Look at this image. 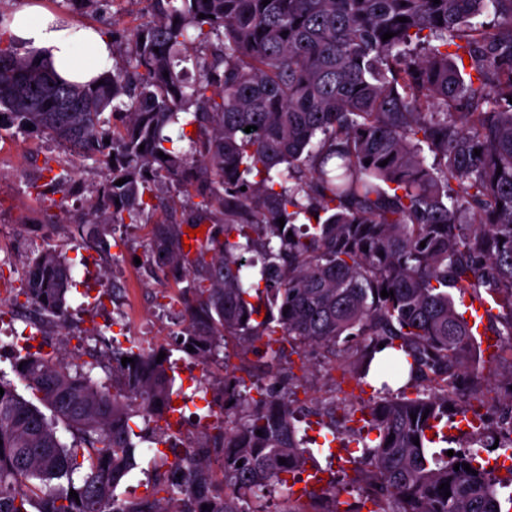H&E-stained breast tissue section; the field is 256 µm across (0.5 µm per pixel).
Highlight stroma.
I'll return each mask as SVG.
<instances>
[{"instance_id":"35a3bbf8","label":"stroma","mask_w":512,"mask_h":512,"mask_svg":"<svg viewBox=\"0 0 512 512\" xmlns=\"http://www.w3.org/2000/svg\"><path fill=\"white\" fill-rule=\"evenodd\" d=\"M147 9L148 0H109L103 13L75 12L71 18L120 33L133 27ZM61 154L54 143L39 137L14 129L0 133V298L5 297L7 289L22 288L29 258L43 247L55 248L65 255L73 276L66 324L48 319L35 332L20 315L9 312L0 315V337L35 333L36 347L57 352L78 364L96 356L98 365L92 376L100 382L109 376L113 351H124L135 344L165 347L174 365L173 397L179 402V411L186 415L208 413L216 403L215 388L224 379V368L216 364L203 367L179 347L176 337L185 323L180 306L169 305L166 298L179 293L182 286L170 279L153 277L144 264L150 225H115L111 236L117 239V246L105 252L88 247L76 226L82 223L105 171L90 159L70 160L73 194L68 201H60L48 185L50 175L44 169V160ZM474 357L483 363L480 386L477 395H465L461 403L486 416L494 400L512 396V361L488 362L480 346ZM358 360L350 342H338L332 351L306 348L302 357L293 358L285 367L298 405L310 410L332 401L341 411L349 406L348 396L369 401L380 389V378L368 375L361 388L343 378L345 365ZM298 427L307 448L314 451L303 479L319 472L326 474L342 487L343 500L357 502L360 495L347 458L361 455V447L339 440L333 451L323 450L329 431L327 420L311 412L302 417ZM136 432L137 466L116 490L117 496L125 499L143 496L152 474L145 452L157 443L155 424L138 420Z\"/></svg>"}]
</instances>
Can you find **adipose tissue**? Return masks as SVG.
<instances>
[{"label": "adipose tissue", "instance_id": "1", "mask_svg": "<svg viewBox=\"0 0 512 512\" xmlns=\"http://www.w3.org/2000/svg\"><path fill=\"white\" fill-rule=\"evenodd\" d=\"M0 38L10 41L20 55L43 61L69 83H92L113 62L112 40L102 29L55 16L35 4L15 10L11 22L0 28ZM85 49L91 53L87 61L81 57Z\"/></svg>", "mask_w": 512, "mask_h": 512}]
</instances>
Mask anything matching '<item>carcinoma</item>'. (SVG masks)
<instances>
[{
    "label": "carcinoma",
    "mask_w": 512,
    "mask_h": 512,
    "mask_svg": "<svg viewBox=\"0 0 512 512\" xmlns=\"http://www.w3.org/2000/svg\"><path fill=\"white\" fill-rule=\"evenodd\" d=\"M149 2L127 35L111 32L112 69L100 84L59 82L0 40V130L29 125L105 164L89 226L78 229L100 248L112 225L156 220L146 252L187 282L171 304L184 306L180 347L202 362L224 363L236 339L278 381L301 349L350 339L358 386L372 368L394 381L408 367L405 384L382 383L359 408L376 432L354 468L368 512H502L479 454L428 445L474 380L475 333L450 289L507 309L498 329L506 351L491 359L512 350V0ZM489 10L494 23L476 21ZM386 32L395 36L384 41ZM188 47L192 82L179 69ZM181 113L196 132L166 134ZM162 186L190 206L187 224H212L193 252L182 225L157 217L167 211ZM70 280L65 258L43 248L28 261L25 301L13 303L31 325L63 324ZM380 344L393 353L378 360ZM162 351L113 353L110 385L93 379L92 363L17 353L13 370L40 405L0 376V512H269L267 496L311 454L288 392L255 398L233 370L204 441L170 446L173 460L143 496L115 495L135 465L134 419L171 430L174 377L169 358L157 361ZM427 378L433 386L420 388ZM60 424L73 445L61 442ZM497 436L486 423L472 443L490 448ZM304 495L283 512H357L331 485Z\"/></svg>",
    "instance_id": "cac0c4a2"
}]
</instances>
